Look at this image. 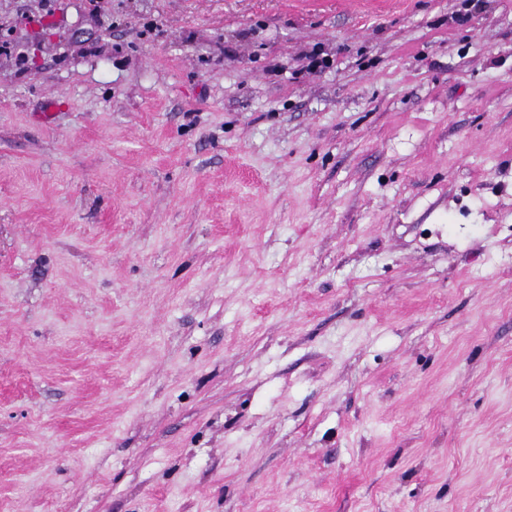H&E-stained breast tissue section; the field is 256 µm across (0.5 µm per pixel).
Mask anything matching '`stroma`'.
<instances>
[{
	"label": "stroma",
	"instance_id": "35a3bbf8",
	"mask_svg": "<svg viewBox=\"0 0 512 512\" xmlns=\"http://www.w3.org/2000/svg\"><path fill=\"white\" fill-rule=\"evenodd\" d=\"M43 2L0 512H512V0Z\"/></svg>",
	"mask_w": 512,
	"mask_h": 512
}]
</instances>
